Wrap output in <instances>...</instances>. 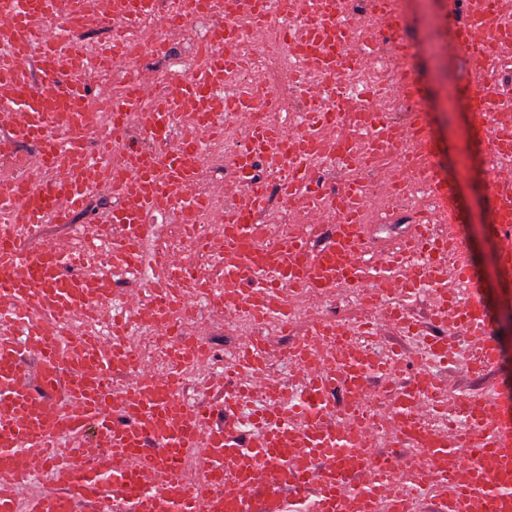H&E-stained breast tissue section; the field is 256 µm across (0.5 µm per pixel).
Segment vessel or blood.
Returning a JSON list of instances; mask_svg holds the SVG:
<instances>
[{"label": "vessel or blood", "mask_w": 512, "mask_h": 512, "mask_svg": "<svg viewBox=\"0 0 512 512\" xmlns=\"http://www.w3.org/2000/svg\"><path fill=\"white\" fill-rule=\"evenodd\" d=\"M337 2L248 0L242 19L230 0H178L172 15L160 0H115L100 17L112 30L109 47L92 54L78 35L91 0H0V112L13 118L0 135V512H421L427 502L436 512H512V401L491 384L474 399L453 395L434 373L448 360L444 336L366 358L356 350L362 335L409 325L405 308L386 305L388 295L409 301L425 289L436 323L462 329L480 347L469 372H490L499 353L468 263L448 260L455 234L436 230L448 220L446 207L427 211L406 237L373 252L362 180L330 194L310 189L316 165L340 155L357 170L369 158L386 162L399 143L407 152L386 179L400 195L433 169L419 80L394 86L397 100L415 106L400 122L387 117L380 97L326 110L338 62L360 68L368 61V33H391L399 55L412 52L396 10L380 5L365 33ZM463 8L449 38L468 67L464 91L496 162L489 200L499 261L511 273L512 126L493 134L486 128L512 108L497 71L512 62V0H463ZM198 11L220 24L187 78L162 94L135 69L112 98L92 101L88 75L126 54L138 18L156 16L163 29L186 35L188 15ZM279 16L294 21L284 37L299 63V127L261 120L279 101L261 95L264 77L252 65L264 46L245 41L246 28ZM229 74L242 78L231 95L224 92ZM140 109L155 148L130 135L128 116ZM104 112L111 124L90 147ZM213 112L245 132L219 190L247 197L244 208L214 213V271L192 270L183 252L157 253L150 288L111 309L110 274L138 279L140 246L155 216L175 205L192 220L212 213L211 193L197 184L205 145L224 133L210 121ZM182 125L196 130L191 147L166 149ZM26 143L37 148L34 162L16 153ZM260 166L287 168L288 176L268 184L256 174ZM105 185L115 204L106 223L91 225L86 249L57 239L33 243L40 225L71 223L89 193ZM274 192L313 224L331 225L327 241L312 246L298 230L267 244L261 218ZM343 284L366 285L368 325L345 331L312 318L279 355L302 374L295 388L271 378L279 356L252 334L218 376L203 337L183 343L164 373L123 341L140 309L151 308L163 323L178 311L191 314L199 298L214 314L242 313L284 330L295 302H315ZM409 356L416 367L396 389L390 413L363 418L358 408L372 394L371 379L390 358ZM192 371L201 396L223 386V423H213L200 400L176 396ZM116 374L125 379L119 389L110 385ZM258 391L260 407L252 399ZM91 428L105 440L95 452L86 438ZM382 441L388 453L379 451ZM42 474L47 482L21 497V485Z\"/></svg>", "instance_id": "obj_1"}]
</instances>
